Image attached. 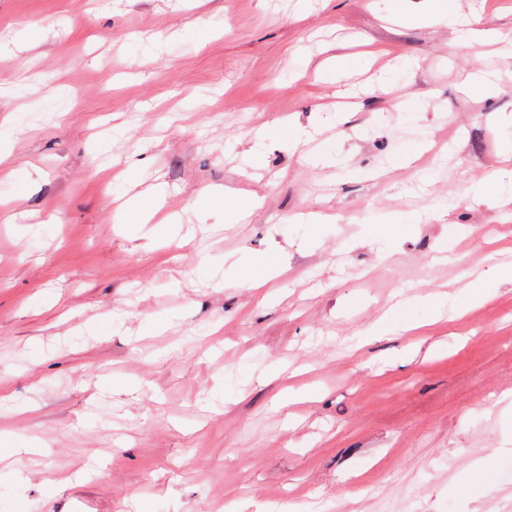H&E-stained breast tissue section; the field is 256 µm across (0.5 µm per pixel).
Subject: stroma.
<instances>
[{"mask_svg":"<svg viewBox=\"0 0 512 512\" xmlns=\"http://www.w3.org/2000/svg\"><path fill=\"white\" fill-rule=\"evenodd\" d=\"M508 32L512 0H0V512H512Z\"/></svg>","mask_w":512,"mask_h":512,"instance_id":"1","label":"stroma"}]
</instances>
